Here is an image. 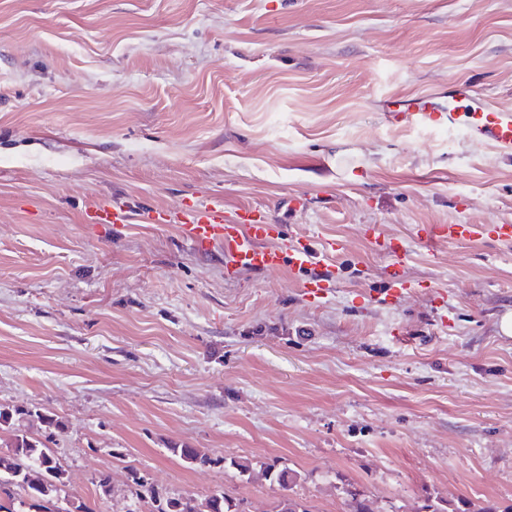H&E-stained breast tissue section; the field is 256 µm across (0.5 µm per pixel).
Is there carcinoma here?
I'll return each instance as SVG.
<instances>
[{
  "instance_id": "obj_1",
  "label": "carcinoma",
  "mask_w": 512,
  "mask_h": 512,
  "mask_svg": "<svg viewBox=\"0 0 512 512\" xmlns=\"http://www.w3.org/2000/svg\"><path fill=\"white\" fill-rule=\"evenodd\" d=\"M173 453L191 465L205 466L213 460L200 454L194 448H175ZM230 466L250 477L264 479L271 484L288 487L294 482L296 474L287 468L278 469L275 465L249 460H232ZM64 470L57 460L48 452V448L25 434L14 436L11 452L0 454V512H22L27 505L37 507L45 512H94L84 504H70L64 508H52L59 485L63 483ZM135 486V498L143 508L134 512H242L240 504L222 492H215L201 501L192 498H167L163 501L156 497L152 487L148 486L139 473L131 472ZM349 512H377L373 501L355 490L348 491Z\"/></svg>"
}]
</instances>
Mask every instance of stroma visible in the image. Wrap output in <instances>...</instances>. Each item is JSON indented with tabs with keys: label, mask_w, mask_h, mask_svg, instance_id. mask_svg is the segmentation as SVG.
<instances>
[{
	"label": "stroma",
	"mask_w": 512,
	"mask_h": 512,
	"mask_svg": "<svg viewBox=\"0 0 512 512\" xmlns=\"http://www.w3.org/2000/svg\"><path fill=\"white\" fill-rule=\"evenodd\" d=\"M453 83L512 108V0H0V452L40 440L59 504L98 512H132L134 470L273 512L281 489L233 459L296 471L310 512L351 489L512 512V243L416 238L512 223V156L384 112ZM213 197L342 241L333 295L226 276L173 224L84 221ZM369 225L409 249L392 307Z\"/></svg>",
	"instance_id": "stroma-1"
}]
</instances>
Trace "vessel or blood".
<instances>
[{
    "label": "vessel or blood",
    "mask_w": 512,
    "mask_h": 512,
    "mask_svg": "<svg viewBox=\"0 0 512 512\" xmlns=\"http://www.w3.org/2000/svg\"><path fill=\"white\" fill-rule=\"evenodd\" d=\"M389 117L419 127L459 129L500 154L512 155V110L494 106L483 98L464 105L452 93L415 96L390 109ZM86 220L113 226L137 220L178 225L182 237L199 252L219 249L229 270L276 272L288 267L305 272L301 286L312 299L329 296L338 284L334 267H315V254L309 241L287 238L284 225L274 223L262 206L228 212L223 200L213 199L168 213L147 210L136 215L124 205L101 203L87 211ZM419 234L426 243L437 238L451 242L492 239L511 243L512 224H426L420 226ZM372 244L386 261L381 271L384 288L377 300L387 306L398 304L414 290L413 283L402 273L406 251L397 239L378 233L374 234Z\"/></svg>",
    "instance_id": "1"
}]
</instances>
